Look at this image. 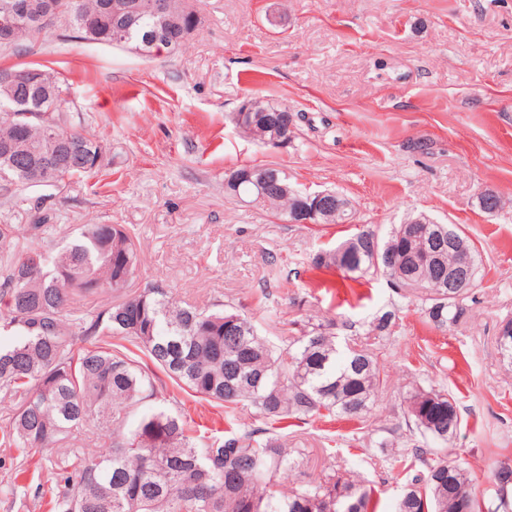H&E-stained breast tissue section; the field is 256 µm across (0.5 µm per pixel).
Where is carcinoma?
Returning <instances> with one entry per match:
<instances>
[{"label":"carcinoma","instance_id":"cac0c4a2","mask_svg":"<svg viewBox=\"0 0 512 512\" xmlns=\"http://www.w3.org/2000/svg\"><path fill=\"white\" fill-rule=\"evenodd\" d=\"M112 0H33L34 16L21 22L10 47L62 28L99 44H119L117 29L134 47L153 31L145 10L116 24ZM174 18L168 53L179 49L194 26L186 0H166ZM24 73L10 90L0 89V149L16 135L11 113L51 108L63 118L65 80L37 66H16ZM82 150L98 152L97 141L76 130L30 123L28 159L11 165L0 158V188L50 187L66 178L90 175L94 166L71 167L64 135ZM57 145V165L44 154ZM225 193L249 206L288 221L296 219L309 192L270 165H244L224 179ZM321 211L315 224H345L354 219L349 199ZM51 224L30 225L31 247L12 224H0V393L17 400L9 422L0 428V444L24 457L37 449L56 479L50 512H377L375 490L348 473L285 490L282 475L299 466L277 435L265 428L203 439L190 434L181 415L167 409L145 410L162 395L166 382L221 406L228 414L243 403L256 406L271 426L305 421L322 410L350 421L370 414L376 394L386 385L377 356L366 350H342L329 320L311 326L284 357L261 337L252 317L232 306L211 309L180 305L168 292L149 287L127 294L103 309L73 306L79 292H121L138 271V257L121 225L84 224L61 247ZM457 245L473 251L465 234L448 224H399L386 235L370 227L332 250L312 258L317 268L336 269L357 282L385 276L395 287L414 284L428 290L426 322L443 329L467 311V291L448 290L456 271ZM119 338L129 343L120 349ZM88 344L76 347L77 341ZM143 353L160 371L141 365ZM405 425L422 443L410 455L421 465L407 481L396 512H512V468L499 466L494 494L479 501L461 466L432 449L448 445L461 425L455 398L433 387L415 386L403 396ZM92 435L104 449L85 444Z\"/></svg>","mask_w":512,"mask_h":512}]
</instances>
